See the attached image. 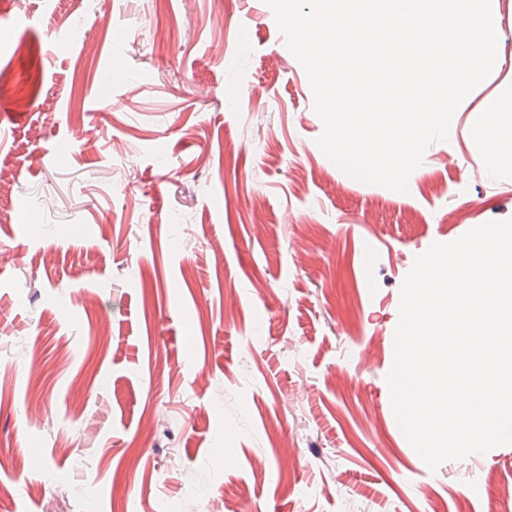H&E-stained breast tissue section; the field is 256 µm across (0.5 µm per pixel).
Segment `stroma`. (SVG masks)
Wrapping results in <instances>:
<instances>
[{
    "instance_id": "obj_1",
    "label": "stroma",
    "mask_w": 512,
    "mask_h": 512,
    "mask_svg": "<svg viewBox=\"0 0 512 512\" xmlns=\"http://www.w3.org/2000/svg\"><path fill=\"white\" fill-rule=\"evenodd\" d=\"M491 7L403 194L323 154L264 0H0V512H512V444L430 469L386 382L416 256L512 218ZM486 112L485 125L480 132L493 130L496 136L486 140L479 163L494 166L502 162L506 155L512 156V110L504 112L497 103H492Z\"/></svg>"
}]
</instances>
